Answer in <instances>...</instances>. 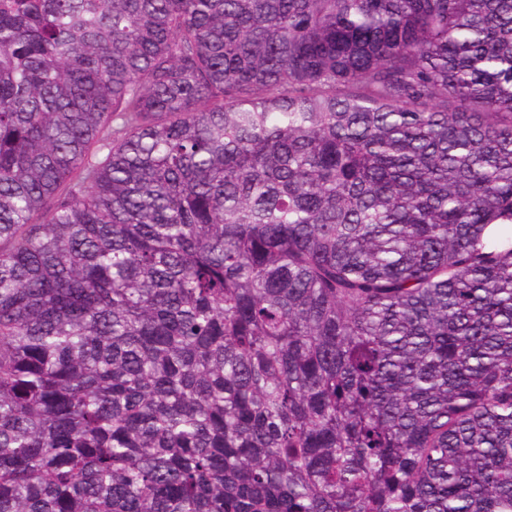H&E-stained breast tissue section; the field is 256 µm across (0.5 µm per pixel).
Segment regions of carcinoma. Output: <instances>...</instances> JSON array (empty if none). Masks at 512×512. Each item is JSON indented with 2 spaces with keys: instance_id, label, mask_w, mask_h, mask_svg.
<instances>
[{
  "instance_id": "carcinoma-1",
  "label": "carcinoma",
  "mask_w": 512,
  "mask_h": 512,
  "mask_svg": "<svg viewBox=\"0 0 512 512\" xmlns=\"http://www.w3.org/2000/svg\"><path fill=\"white\" fill-rule=\"evenodd\" d=\"M0 512H512V0H0Z\"/></svg>"
}]
</instances>
